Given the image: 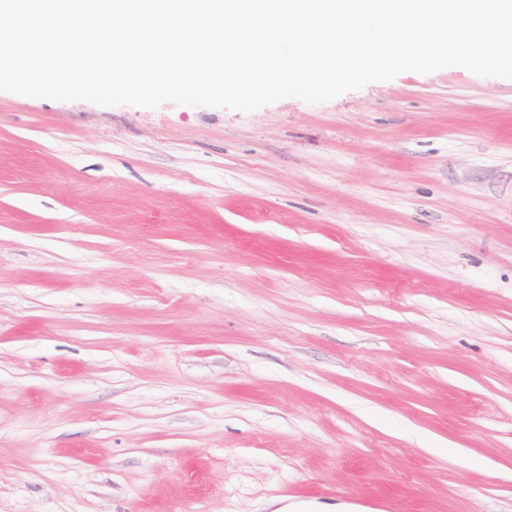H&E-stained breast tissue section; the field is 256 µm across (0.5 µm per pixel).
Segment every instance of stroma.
Wrapping results in <instances>:
<instances>
[{
    "label": "stroma",
    "mask_w": 512,
    "mask_h": 512,
    "mask_svg": "<svg viewBox=\"0 0 512 512\" xmlns=\"http://www.w3.org/2000/svg\"><path fill=\"white\" fill-rule=\"evenodd\" d=\"M274 500L512 512V79L0 92V512Z\"/></svg>",
    "instance_id": "35a3bbf8"
}]
</instances>
